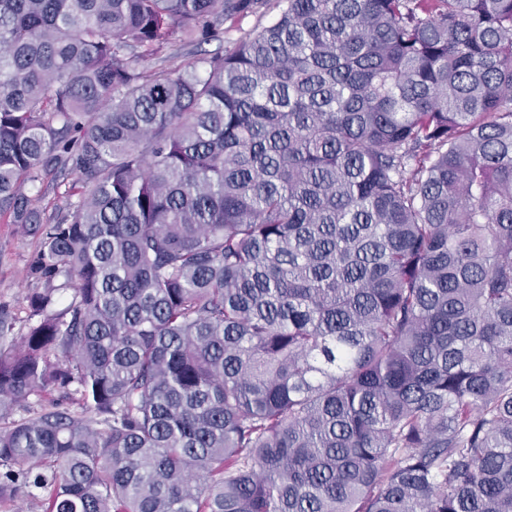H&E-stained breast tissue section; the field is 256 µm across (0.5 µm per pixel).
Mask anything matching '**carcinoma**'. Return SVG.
Instances as JSON below:
<instances>
[{
	"instance_id": "obj_1",
	"label": "carcinoma",
	"mask_w": 512,
	"mask_h": 512,
	"mask_svg": "<svg viewBox=\"0 0 512 512\" xmlns=\"http://www.w3.org/2000/svg\"><path fill=\"white\" fill-rule=\"evenodd\" d=\"M263 5L0 0V504L512 512V0ZM270 5L266 9H261L259 13L241 17L233 22L228 21L224 24V42L221 43L223 50L233 47L234 43L245 33L250 32L258 25H268L275 21L278 16L275 0H270ZM35 248V240L23 235L15 224L0 219V304L10 308L18 318L14 337L23 331L24 297L29 288L25 281L28 259Z\"/></svg>"
}]
</instances>
